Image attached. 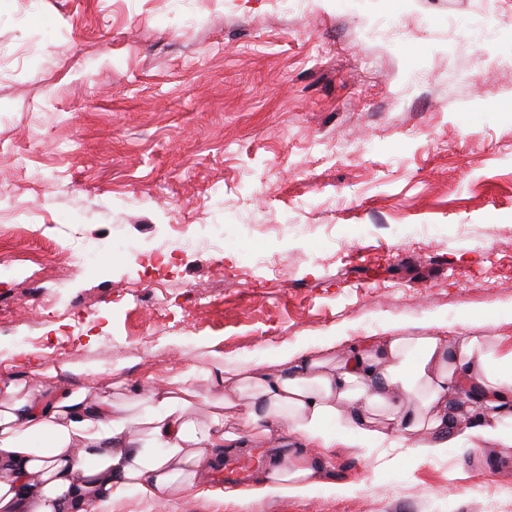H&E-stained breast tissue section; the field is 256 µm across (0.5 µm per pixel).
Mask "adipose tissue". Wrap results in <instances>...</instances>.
<instances>
[{"mask_svg":"<svg viewBox=\"0 0 512 512\" xmlns=\"http://www.w3.org/2000/svg\"><path fill=\"white\" fill-rule=\"evenodd\" d=\"M278 371L261 365L192 368L150 389L134 388L125 411L97 387L59 389L63 375L93 366L59 359L27 381H0V512H126L129 495L162 507L200 496L201 478L219 449L243 436L278 448L260 480L235 493L239 505L309 496L325 487L324 451L366 449L388 435L440 453L469 439L512 446V349L462 331L383 336L341 356L296 349ZM218 387L208 421L194 416L196 380ZM470 386L471 419L450 408L458 385ZM320 449L287 451L289 438Z\"/></svg>","mask_w":512,"mask_h":512,"instance_id":"ef3b65f1","label":"adipose tissue"}]
</instances>
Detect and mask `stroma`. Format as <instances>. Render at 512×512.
<instances>
[{"label":"stroma","mask_w":512,"mask_h":512,"mask_svg":"<svg viewBox=\"0 0 512 512\" xmlns=\"http://www.w3.org/2000/svg\"><path fill=\"white\" fill-rule=\"evenodd\" d=\"M1 224L2 380L63 342L99 369L70 388L424 325L512 347V0H0ZM327 480L167 512H512V447L338 448Z\"/></svg>","instance_id":"stroma-1"}]
</instances>
